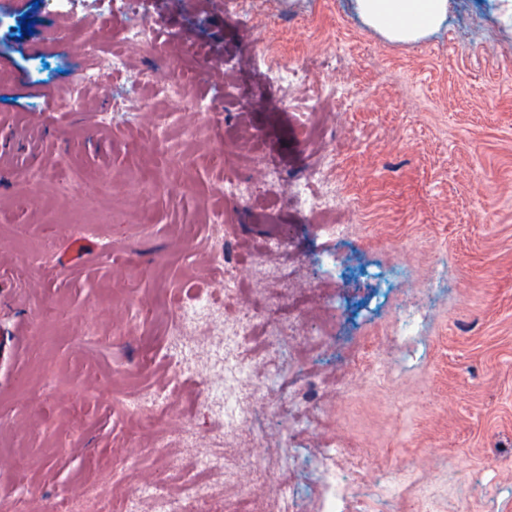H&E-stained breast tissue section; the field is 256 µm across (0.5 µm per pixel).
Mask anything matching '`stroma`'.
Listing matches in <instances>:
<instances>
[{
	"label": "stroma",
	"mask_w": 512,
	"mask_h": 512,
	"mask_svg": "<svg viewBox=\"0 0 512 512\" xmlns=\"http://www.w3.org/2000/svg\"><path fill=\"white\" fill-rule=\"evenodd\" d=\"M163 33L107 88L65 96L78 44L119 38L106 0H0V507L102 512L161 482L181 492L199 454L249 456L265 482L245 512H323L328 466L372 495L373 512H512V35L494 0H451L439 30L389 41L352 0H141ZM33 32L20 35L22 15ZM181 96L153 93L173 69ZM233 131L242 181L276 166L284 184L228 197L209 158ZM330 155L340 238L291 187ZM239 258L238 302L301 323L307 346L280 362L321 382L303 430L287 388L232 380L210 356L232 312L197 330L189 372L225 398L253 396L247 438L173 381L167 298L224 289L206 255L217 217ZM282 231L280 280L261 253ZM42 248L39 264L24 254ZM423 308L406 353L392 345L405 304ZM374 349L369 371L350 362ZM174 388L137 428L127 404ZM197 437L159 452L182 424ZM336 445L332 458L324 448Z\"/></svg>",
	"instance_id": "obj_1"
}]
</instances>
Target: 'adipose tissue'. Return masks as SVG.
Instances as JSON below:
<instances>
[{"label": "adipose tissue", "mask_w": 512, "mask_h": 512, "mask_svg": "<svg viewBox=\"0 0 512 512\" xmlns=\"http://www.w3.org/2000/svg\"><path fill=\"white\" fill-rule=\"evenodd\" d=\"M358 14L393 42H415L437 30L449 0H355Z\"/></svg>", "instance_id": "ef3b65f1"}]
</instances>
